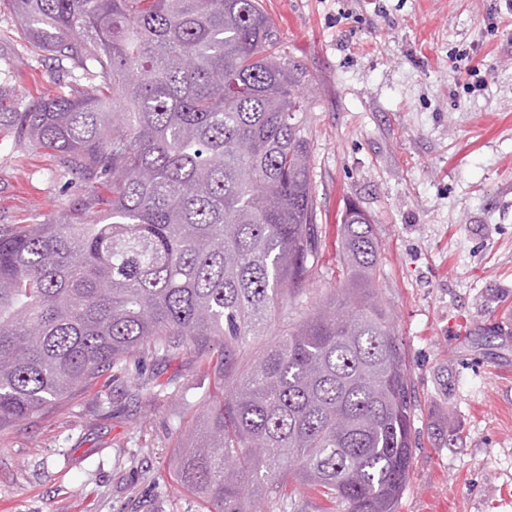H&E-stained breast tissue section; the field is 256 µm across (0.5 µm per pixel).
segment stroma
Instances as JSON below:
<instances>
[{
    "label": "stroma",
    "mask_w": 512,
    "mask_h": 512,
    "mask_svg": "<svg viewBox=\"0 0 512 512\" xmlns=\"http://www.w3.org/2000/svg\"><path fill=\"white\" fill-rule=\"evenodd\" d=\"M303 68L322 253L301 298L343 284L353 204L379 243L416 405L397 512H512V0H261ZM7 98L52 91L55 63L0 0ZM48 152L0 134V224L67 209ZM207 339L133 353L94 385L0 430V512H209L173 470L224 379Z\"/></svg>",
    "instance_id": "1"
}]
</instances>
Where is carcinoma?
<instances>
[{"instance_id":"cac0c4a2","label":"carcinoma","mask_w":512,"mask_h":512,"mask_svg":"<svg viewBox=\"0 0 512 512\" xmlns=\"http://www.w3.org/2000/svg\"><path fill=\"white\" fill-rule=\"evenodd\" d=\"M10 3L62 79L34 104L0 97V128L78 193L0 224V428L137 350L215 336L224 400L181 485L210 512H299L290 479L336 512H396L416 404L363 212L340 216L345 287L244 357L321 257L304 75L259 0Z\"/></svg>"}]
</instances>
